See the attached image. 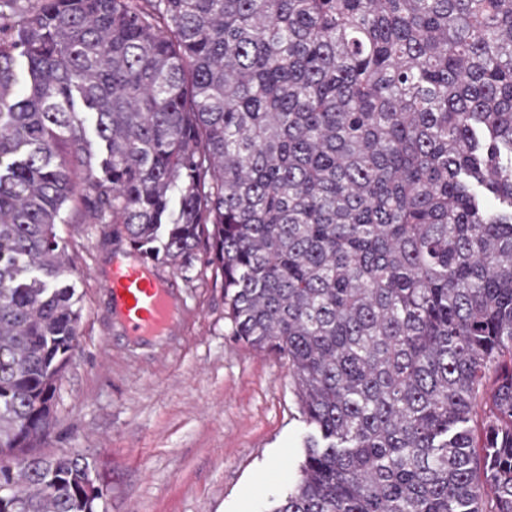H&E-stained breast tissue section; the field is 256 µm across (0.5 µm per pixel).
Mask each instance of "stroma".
<instances>
[{"label": "stroma", "instance_id": "stroma-1", "mask_svg": "<svg viewBox=\"0 0 512 512\" xmlns=\"http://www.w3.org/2000/svg\"><path fill=\"white\" fill-rule=\"evenodd\" d=\"M75 264L79 346L57 383L41 451L85 455L99 512H270L294 481L308 432L288 367L237 342L204 256L176 271L180 335L142 344L112 331L96 271L117 239L108 224L59 225Z\"/></svg>", "mask_w": 512, "mask_h": 512}]
</instances>
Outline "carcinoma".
Listing matches in <instances>:
<instances>
[{"instance_id": "carcinoma-1", "label": "carcinoma", "mask_w": 512, "mask_h": 512, "mask_svg": "<svg viewBox=\"0 0 512 512\" xmlns=\"http://www.w3.org/2000/svg\"><path fill=\"white\" fill-rule=\"evenodd\" d=\"M72 210L204 252L286 361L311 434L272 512H512V0H5L0 512H95L87 457L33 453Z\"/></svg>"}]
</instances>
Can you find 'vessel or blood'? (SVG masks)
<instances>
[{
  "instance_id": "vessel-or-blood-1",
  "label": "vessel or blood",
  "mask_w": 512,
  "mask_h": 512,
  "mask_svg": "<svg viewBox=\"0 0 512 512\" xmlns=\"http://www.w3.org/2000/svg\"><path fill=\"white\" fill-rule=\"evenodd\" d=\"M170 279L156 268L114 261L105 275L113 331L143 343L174 334L182 315Z\"/></svg>"
}]
</instances>
